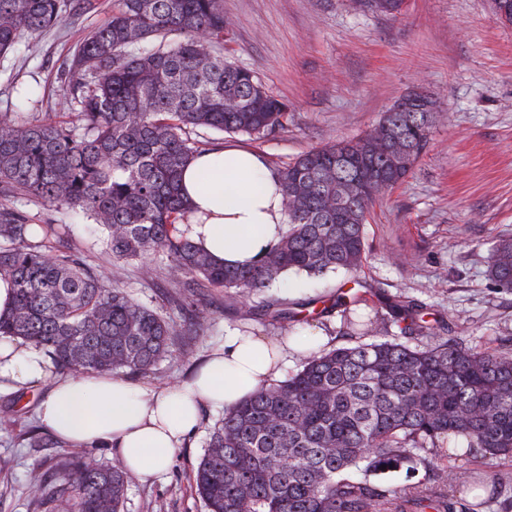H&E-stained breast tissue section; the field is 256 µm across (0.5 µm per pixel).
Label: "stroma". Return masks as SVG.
Here are the masks:
<instances>
[{
	"label": "stroma",
	"mask_w": 512,
	"mask_h": 512,
	"mask_svg": "<svg viewBox=\"0 0 512 512\" xmlns=\"http://www.w3.org/2000/svg\"><path fill=\"white\" fill-rule=\"evenodd\" d=\"M114 0H72L62 20L0 55V114L21 122L50 119L76 124L58 105L60 74L88 31L104 26ZM229 23L224 55L253 70L273 96L288 101L287 128L262 140L203 131L201 147L224 143L261 153L271 167L340 139L369 134L384 112L410 92L430 95L439 112L426 151L409 176L383 193L368 217L367 264L353 274L323 278L289 274L280 294L304 302L336 296L349 280L365 283L383 301L403 296L427 305L438 336L512 355V291L487 276L490 250L512 236V25L493 16L491 0H406L401 15L361 8L357 0H224ZM13 207L34 224H66L72 242L93 267L106 271L105 253L85 218L64 208L20 198ZM119 285L140 303L161 307L169 285L136 265L121 268ZM212 326L189 349H173L157 370L135 384H163L187 375L224 330L249 325L273 335L259 320L242 321L243 304L217 289L200 299ZM40 389L0 393V512H34L28 476L51 469L67 452L37 424ZM224 415L206 409L196 433L158 478L131 479L124 512H206L193 476L210 429ZM415 475L399 469L370 476L376 489L408 480L446 490L451 512H468L449 484V471L480 469L470 455L448 459L426 450Z\"/></svg>",
	"instance_id": "stroma-1"
}]
</instances>
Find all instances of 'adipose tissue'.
<instances>
[{
    "label": "adipose tissue",
    "instance_id": "adipose-tissue-1",
    "mask_svg": "<svg viewBox=\"0 0 512 512\" xmlns=\"http://www.w3.org/2000/svg\"><path fill=\"white\" fill-rule=\"evenodd\" d=\"M182 192L192 212L184 229L220 263L256 264L285 231V200L278 176L253 150L214 147L183 171ZM327 337L308 329L270 338L228 330L191 374L146 389L98 372L54 375L45 350L20 338L0 337V390L44 386L38 424L74 448L115 450L140 477L164 473L208 408L229 409L277 379L300 345Z\"/></svg>",
    "mask_w": 512,
    "mask_h": 512
}]
</instances>
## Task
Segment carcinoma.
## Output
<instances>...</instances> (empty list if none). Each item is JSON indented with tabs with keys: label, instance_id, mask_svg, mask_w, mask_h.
I'll return each mask as SVG.
<instances>
[{
	"label": "carcinoma",
	"instance_id": "carcinoma-1",
	"mask_svg": "<svg viewBox=\"0 0 512 512\" xmlns=\"http://www.w3.org/2000/svg\"><path fill=\"white\" fill-rule=\"evenodd\" d=\"M65 0H0V55L55 26ZM402 12L405 0H362ZM223 0H118L110 21L73 52L62 74L76 126L0 115V190L79 212L93 221L112 259L160 257L175 309L209 288L258 299L264 323L284 332L299 305L273 292L288 274L320 277L368 262L365 224L380 193L404 181L425 150L436 113L412 92L375 134L314 148L277 169L286 229L259 264L217 263L186 236L191 212L180 177L202 153L200 130L261 140L288 126L289 106L256 75L224 58ZM63 224H31L0 204V277L14 305L0 336L46 349L59 371L146 374L185 335L164 310L134 300L81 252L61 244ZM487 275L512 290V237H500ZM364 297L341 296L354 346L309 349L293 373L249 396L209 431L194 474L207 512H377L413 503L417 485L375 492L367 477L425 462L423 448L451 440L485 461L512 457V356L424 320V303L389 308L400 334L373 332ZM357 471L363 479L352 480ZM472 489L508 483L464 472ZM129 472L91 455L66 454L32 477L37 512H121Z\"/></svg>",
	"mask_w": 512,
	"mask_h": 512
}]
</instances>
